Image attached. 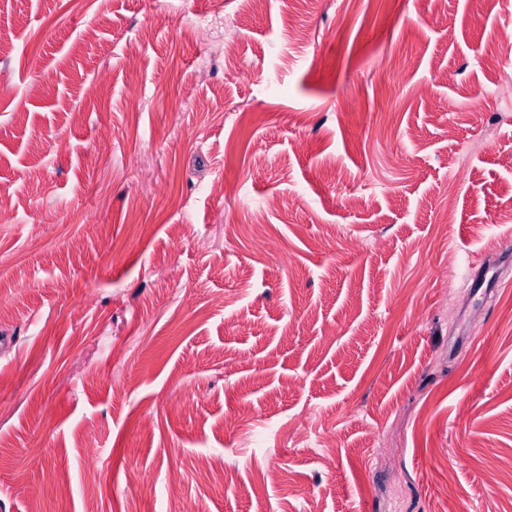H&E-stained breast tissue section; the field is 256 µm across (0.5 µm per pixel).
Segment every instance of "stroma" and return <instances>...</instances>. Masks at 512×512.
<instances>
[{
    "label": "stroma",
    "mask_w": 512,
    "mask_h": 512,
    "mask_svg": "<svg viewBox=\"0 0 512 512\" xmlns=\"http://www.w3.org/2000/svg\"><path fill=\"white\" fill-rule=\"evenodd\" d=\"M506 30L0 0V512H512Z\"/></svg>",
    "instance_id": "obj_1"
}]
</instances>
